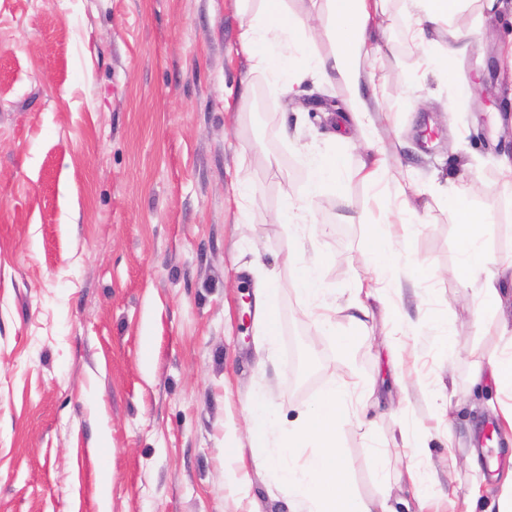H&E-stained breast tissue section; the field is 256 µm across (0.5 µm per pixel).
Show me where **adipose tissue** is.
Instances as JSON below:
<instances>
[{
	"label": "adipose tissue",
	"mask_w": 512,
	"mask_h": 512,
	"mask_svg": "<svg viewBox=\"0 0 512 512\" xmlns=\"http://www.w3.org/2000/svg\"><path fill=\"white\" fill-rule=\"evenodd\" d=\"M250 15L239 34V47L250 61L252 71L271 78L288 71L294 61H302L305 73L321 82H341L347 90L346 110L336 121L335 136L356 139L369 160L357 174L374 186L385 174L384 148L377 127L376 97L365 96L362 85L368 68L383 46L371 31L383 16L389 0H310L308 12H294L288 0H238ZM464 0H405V9L414 16L412 38L418 44L429 41V33L447 28L454 40L466 43L481 37V30L460 25ZM318 18L329 30L334 50L326 56L315 53L309 22ZM342 156L316 153L307 161L304 198L313 200L325 189L335 187L344 174ZM448 194L459 216L462 253L460 269L465 279L478 283L479 302L474 310L476 325L498 322L501 312L512 306V263L490 270L491 258L481 243L480 225L494 223L489 213L474 210L472 187L461 178H449ZM305 244L299 236L290 239L289 251L299 259L295 278L298 294L309 309V317L321 335L334 332L331 315L317 300L325 292L316 259L305 258ZM397 254L388 239L369 256L374 276L352 288L348 307L354 327H362L374 304H385L383 285L397 270ZM348 392L330 384L323 388L313 406L299 411L287 438L279 442L273 462L277 481L288 487L294 499L291 512H393L386 501L355 497L349 489L347 463L341 454L336 433L347 418Z\"/></svg>",
	"instance_id": "ef3b65f1"
}]
</instances>
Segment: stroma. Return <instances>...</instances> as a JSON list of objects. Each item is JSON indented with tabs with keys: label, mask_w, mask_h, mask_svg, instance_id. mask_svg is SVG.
<instances>
[{
	"label": "stroma",
	"mask_w": 512,
	"mask_h": 512,
	"mask_svg": "<svg viewBox=\"0 0 512 512\" xmlns=\"http://www.w3.org/2000/svg\"><path fill=\"white\" fill-rule=\"evenodd\" d=\"M247 21L236 0H0V512H288L287 488L253 458L275 457L297 409L333 382L377 389L337 433L353 494L418 512L397 479L422 463L443 484L431 512H462L476 489L484 512L512 472L503 426L487 452L496 479L466 462L471 432L494 424L487 399L512 404V388L471 392V360L507 341L473 324L457 215L429 200L450 171L474 177L476 211L497 217L484 245L512 257L497 164L512 149V13L481 20L490 37L459 53L443 30L415 47L402 0L374 30L386 49L364 90L380 98L389 174L420 191V224L352 177L368 156L333 137L345 87L300 80L296 65L281 78L294 95L250 73ZM309 149L349 169L299 228L338 332L351 331L349 290L382 218L402 273L436 272L404 288V320L374 314L344 350L315 336L289 228L274 221L283 197L303 195ZM241 182L254 189L242 211ZM267 272L280 284L271 349L252 294ZM387 337L403 355L392 367ZM258 412L277 422L261 451Z\"/></svg>",
	"instance_id": "35a3bbf8"
}]
</instances>
